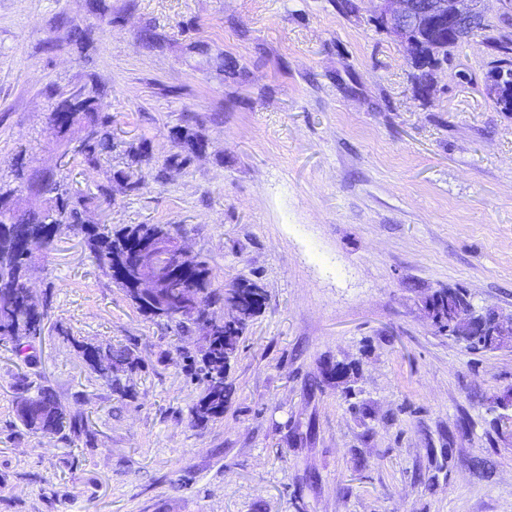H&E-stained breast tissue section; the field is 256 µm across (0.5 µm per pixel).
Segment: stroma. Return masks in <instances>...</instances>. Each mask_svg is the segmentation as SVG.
Segmentation results:
<instances>
[{
    "label": "stroma",
    "mask_w": 512,
    "mask_h": 512,
    "mask_svg": "<svg viewBox=\"0 0 512 512\" xmlns=\"http://www.w3.org/2000/svg\"><path fill=\"white\" fill-rule=\"evenodd\" d=\"M355 2L0 0V179L17 157L55 169L51 113L97 88L148 162L91 219L176 225L216 284L267 294L223 418L196 425L194 337L142 316L79 238L36 255L34 293H53L40 369L96 445L22 430V365L0 345V512H512V428L492 410L512 402V342L470 349L425 312L457 288L512 318V112L477 42L425 91ZM186 122L207 149L168 168ZM75 338L133 351L130 395Z\"/></svg>",
    "instance_id": "obj_1"
}]
</instances>
